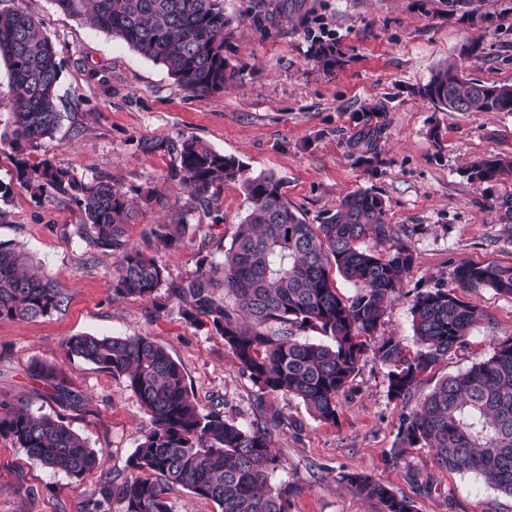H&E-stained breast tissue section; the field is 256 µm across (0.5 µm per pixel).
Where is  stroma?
<instances>
[{
    "label": "stroma",
    "instance_id": "stroma-1",
    "mask_svg": "<svg viewBox=\"0 0 512 512\" xmlns=\"http://www.w3.org/2000/svg\"><path fill=\"white\" fill-rule=\"evenodd\" d=\"M224 0L232 35L224 57L234 71L219 92L185 90L167 70L119 39L61 11L55 0H0L22 7L51 41L61 68L57 103L64 119L53 138L29 150L79 181L104 177L139 202L158 198L127 228L130 245L148 249L165 271L152 298H116L112 279L121 253H103L81 237L82 212L70 197L51 198L20 186L15 157L0 145V243L25 248L64 289L61 311L34 321H0V401L35 414L63 413L90 448L103 452L101 475L76 479L44 467L0 436V512H79L97 499L101 477L129 475L148 417L124 377L67 355L74 335H147L181 365L203 410L218 409L242 426L260 414L284 423L274 444L285 459L270 483L288 491V512H380L340 479L371 476L415 512H512V497L482 477L439 467L426 448L395 457L399 418L435 382L488 359L512 339V296L476 288L465 299L485 318L417 384L412 399L388 394L389 368L373 352L399 340L417 345L410 302L416 292L455 286L463 262L512 266V176L469 179L473 160L512 158V112H448L413 93L449 61L466 78L512 85V0ZM336 42L343 63L332 71L312 58ZM380 102L373 125L380 138L369 161L350 143L355 112ZM196 137L239 159L248 176L269 174L307 223H323L342 197L368 191L382 199L388 223L415 258L404 295L388 306L369 338V352L338 403L335 422L315 420L296 398L260 395L222 336L190 325L169 286L202 260L222 261L247 210L240 181H226L210 208L187 203L178 181L182 140ZM191 224L178 247L152 243L159 224ZM49 368L82 396L78 410H60L32 377Z\"/></svg>",
    "mask_w": 512,
    "mask_h": 512
}]
</instances>
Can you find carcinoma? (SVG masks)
I'll return each mask as SVG.
<instances>
[{
  "label": "carcinoma",
  "instance_id": "1",
  "mask_svg": "<svg viewBox=\"0 0 512 512\" xmlns=\"http://www.w3.org/2000/svg\"><path fill=\"white\" fill-rule=\"evenodd\" d=\"M84 25L106 32L155 63L186 90L212 93L235 79L224 59L229 19L224 0H56ZM0 58L11 75L12 130L0 142L21 155L20 185L71 195L84 214V239L95 250L123 254L112 281L117 297L149 298L165 281L153 255L129 244L126 227L138 209L106 178L81 183L48 160L29 165L22 155L53 137L63 120L57 106L60 66L40 25L19 7L0 9ZM314 58L322 70L343 63L334 43L321 42ZM414 94L450 112H512V85H485L462 74L451 61L434 71ZM378 108L356 114L362 125L353 145L372 152L378 129L371 125ZM180 164L170 177L186 189L191 204L208 207L227 180L243 166L197 138L179 147ZM469 177L491 180L512 175V158L474 161ZM248 203L231 247L220 262L201 265L171 288L192 324L211 320L242 370L261 394L300 399L310 414L336 420L339 396L352 382L367 345L389 304L402 297L403 279L414 265L395 225L386 221L383 202L368 192L344 196L322 224H309L285 199L271 176L243 180ZM189 229L183 220L160 224L155 238L176 248ZM370 239L371 252L360 244ZM337 269L356 287L343 299L330 280ZM457 288H492L512 295V267L460 263ZM220 294L233 296L224 306ZM63 288L21 247L0 244V320H34L61 310ZM418 350L403 355L389 338L376 349L390 367L388 393L406 400L420 377L466 340L484 312L450 290L418 291L411 301ZM276 323L270 331L266 325ZM316 327L332 343L297 335ZM68 355L125 377L148 415L143 441L131 456V474L100 483L99 499L82 512H99L115 502L121 512H171L168 491L180 486L212 501L220 512H288V490H276L270 477L281 466L273 430L280 422L259 420L248 427L224 420L220 411L199 407L180 365L149 336L69 337ZM50 388L47 397L65 408L80 406L81 396L65 380L36 371ZM0 435L45 467L83 478L100 471L103 455L66 423L62 415H36L25 407L4 406ZM395 457L409 448H428L436 463L450 471L474 473L500 493L512 496V340L499 344L485 361L439 380L399 419ZM341 480L382 512H413L410 501L360 473Z\"/></svg>",
  "mask_w": 512,
  "mask_h": 512
}]
</instances>
